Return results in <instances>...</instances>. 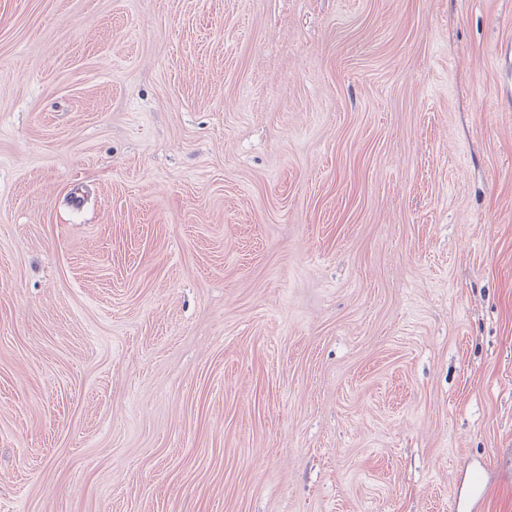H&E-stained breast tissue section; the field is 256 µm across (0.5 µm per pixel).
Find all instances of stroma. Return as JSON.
<instances>
[{
	"instance_id": "obj_1",
	"label": "stroma",
	"mask_w": 512,
	"mask_h": 512,
	"mask_svg": "<svg viewBox=\"0 0 512 512\" xmlns=\"http://www.w3.org/2000/svg\"><path fill=\"white\" fill-rule=\"evenodd\" d=\"M512 470V0H0V512H462Z\"/></svg>"
}]
</instances>
